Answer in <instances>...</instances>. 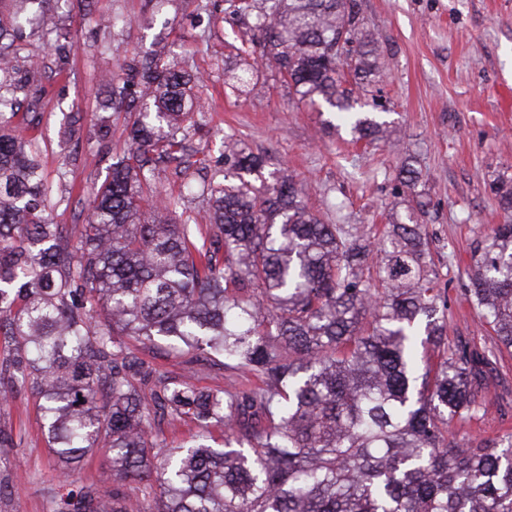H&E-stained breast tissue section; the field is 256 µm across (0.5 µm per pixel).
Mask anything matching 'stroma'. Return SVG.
I'll return each mask as SVG.
<instances>
[{"mask_svg":"<svg viewBox=\"0 0 512 512\" xmlns=\"http://www.w3.org/2000/svg\"><path fill=\"white\" fill-rule=\"evenodd\" d=\"M359 4L385 61L379 88L386 137L371 145L329 127L330 113L296 104L270 70L251 91L231 93L227 82L243 63L251 20L230 16L225 0H50L58 31L16 43L15 53L21 75H29L36 47L67 35L69 63L45 75L35 131L56 186L55 223L77 240L86 198L128 147L123 114L111 116L108 136L98 132L106 74L162 45L203 78L201 128L191 136L206 160L199 179L223 178L224 145L237 141L267 157L266 172L285 169L302 180L310 206L328 222L375 236L392 211L405 209L395 173L413 155L422 172L418 220L432 265L448 283V342L480 341L487 331L464 289L473 247L504 221L492 183L512 184V0ZM76 118L80 134L66 138ZM478 401L485 414L454 431L471 440L512 435V354L497 355ZM0 429L19 442L14 454L0 457V479L11 490L0 512H61L68 490L59 484L36 396L26 392L0 405Z\"/></svg>","mask_w":512,"mask_h":512,"instance_id":"obj_1","label":"stroma"}]
</instances>
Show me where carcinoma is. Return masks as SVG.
<instances>
[{
  "mask_svg": "<svg viewBox=\"0 0 512 512\" xmlns=\"http://www.w3.org/2000/svg\"><path fill=\"white\" fill-rule=\"evenodd\" d=\"M44 0H0V402L25 388L65 484L103 452L112 493L83 485L67 512H512V437L473 445L450 429L478 416L474 386L512 349V187L505 214L472 250L468 298L491 347L448 351V299L415 211L376 241L326 224L264 157L224 154L234 173L203 184L206 228L153 189L155 173L190 180L202 78L157 51L109 76L130 146L88 202L78 242L63 246L55 191L8 93L9 48L44 29ZM252 41L297 103L374 142L385 122L357 109L381 81L382 50L358 0H236ZM259 68L228 82L238 92ZM397 179L417 197L415 170ZM178 356L173 375L144 358ZM198 366L229 373L196 384ZM199 434L176 446L163 426ZM222 432V442L212 429ZM136 483L137 493L124 490Z\"/></svg>",
  "mask_w": 512,
  "mask_h": 512,
  "instance_id": "carcinoma-1",
  "label": "carcinoma"
}]
</instances>
